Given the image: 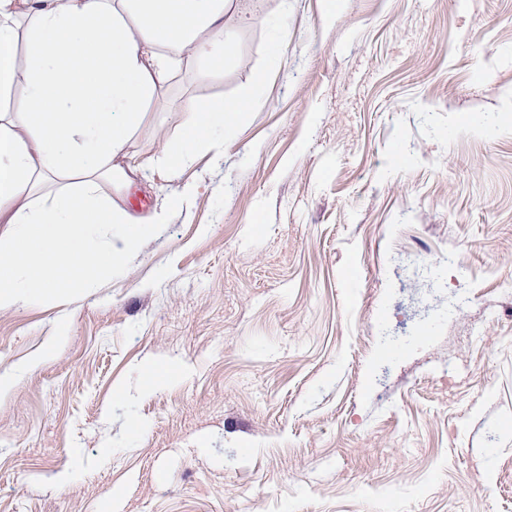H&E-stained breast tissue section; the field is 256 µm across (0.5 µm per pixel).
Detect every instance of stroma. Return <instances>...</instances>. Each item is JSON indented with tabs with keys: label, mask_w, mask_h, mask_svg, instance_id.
<instances>
[{
	"label": "stroma",
	"mask_w": 512,
	"mask_h": 512,
	"mask_svg": "<svg viewBox=\"0 0 512 512\" xmlns=\"http://www.w3.org/2000/svg\"><path fill=\"white\" fill-rule=\"evenodd\" d=\"M129 144L93 288L0 307V512H512V0H243ZM282 31L280 55L269 50ZM266 79L265 71L256 72L250 82L238 88L231 102L188 99L184 105L188 114L183 132L184 147L177 152L153 156L150 159L152 166L175 176L199 153L210 155L211 162L220 165L224 161V126L245 113L256 86Z\"/></svg>",
	"instance_id": "35a3bbf8"
}]
</instances>
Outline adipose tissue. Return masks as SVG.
I'll list each match as a JSON object with an SVG mask.
<instances>
[{
	"mask_svg": "<svg viewBox=\"0 0 512 512\" xmlns=\"http://www.w3.org/2000/svg\"><path fill=\"white\" fill-rule=\"evenodd\" d=\"M239 0H0V305L23 291L79 292L85 279H64L66 268L91 261L97 275L112 272L143 224H162L165 212L144 217L113 204L143 176L127 151L148 121L150 104L173 73L193 63L199 78L224 72V17ZM28 50L18 55L19 40ZM259 71L233 101L188 99L184 146L152 157L177 175L201 153L224 160V127L245 113ZM20 103L2 104L16 82ZM122 224L119 243L86 250L93 227Z\"/></svg>",
	"mask_w": 512,
	"mask_h": 512,
	"instance_id": "1",
	"label": "adipose tissue"
}]
</instances>
